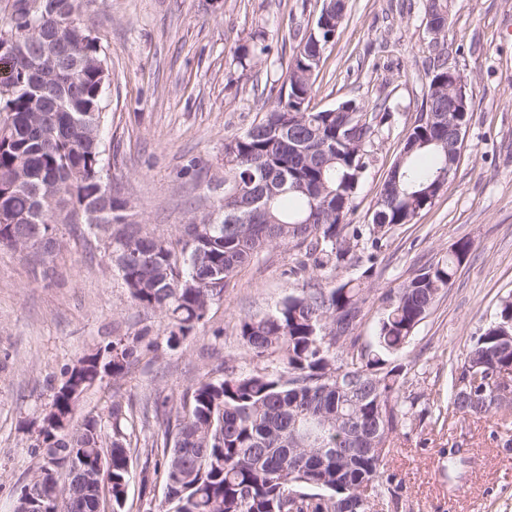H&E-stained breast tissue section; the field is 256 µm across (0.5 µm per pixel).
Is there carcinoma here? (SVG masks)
<instances>
[{
  "mask_svg": "<svg viewBox=\"0 0 512 512\" xmlns=\"http://www.w3.org/2000/svg\"><path fill=\"white\" fill-rule=\"evenodd\" d=\"M52 22L12 12L0 27V46L15 52L0 84V249L39 267V281L59 275L57 259L68 243L59 225H83L102 243L132 303L166 319L156 338L145 330L115 336L65 368L51 406L68 430L39 431V468L78 461L93 475L80 490L30 482L33 508L95 512L112 500L126 512L130 466L139 453L126 433L130 410L112 400V432L97 416L76 419L80 395L110 376L123 377L147 351L179 348L202 323L239 270L261 251L287 246L312 269L329 274L290 294L274 309L240 320L244 355L281 353V363L192 383L168 409L159 396L142 405L164 425V503L178 512H343L345 503L394 496L395 475L383 476L394 438L416 419L439 426L457 415L481 419L512 408L495 400L500 378L512 381V348L496 339L512 328V300L451 363L446 406L415 412L419 397L405 395L403 369L391 357L451 287L470 252L461 240L448 257L420 269L380 296L375 335H356L368 299L381 241L397 225L430 208L456 173L447 125L417 119L385 178L369 224H353L358 190L379 128L390 123L386 102L371 110L355 100L299 111L312 97L324 53L340 33L346 0L319 12L316 39L297 47L288 77L263 118L224 142L223 190L213 210L194 215L172 238L133 222L127 201L103 181L100 127L107 63L100 45L77 18L78 0H58ZM425 16L448 26V0H425ZM258 36L235 51L246 65L267 46ZM421 110H448V52L431 44ZM278 183L262 196L258 170ZM367 264L363 277L338 281L333 272Z\"/></svg>",
  "mask_w": 512,
  "mask_h": 512,
  "instance_id": "1",
  "label": "carcinoma"
}]
</instances>
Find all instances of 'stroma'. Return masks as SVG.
<instances>
[{
	"label": "stroma",
	"instance_id": "obj_1",
	"mask_svg": "<svg viewBox=\"0 0 512 512\" xmlns=\"http://www.w3.org/2000/svg\"><path fill=\"white\" fill-rule=\"evenodd\" d=\"M424 0H350L346 21L329 46L312 104L387 101L393 118L374 138L373 162L352 223L372 219L380 187L416 121L425 92L431 37ZM322 0H81L80 20L108 62L102 142L105 171L148 230L175 235L191 213L212 209L224 175L226 139L263 112L280 87ZM264 31L270 51L240 67L234 52ZM448 65L464 78L471 119L455 175L434 204L383 239L381 262L368 281L359 328L373 336L380 295L418 269L445 259L459 240L471 250L451 288L442 291L410 345L395 361L406 393L421 404L448 401L449 365L501 300L512 297V0H449ZM61 275L44 285L14 252L0 250V512L16 499L39 458L38 431L65 367L104 337L162 328L159 314L131 302L102 247L72 226ZM312 270L295 251L267 249L246 265L214 304L194 338L167 354H146L119 380L87 392L81 414L107 417L113 394L139 406L161 394L178 403L193 382L218 371L259 370L279 353L243 360L239 321L271 310L309 287ZM468 464L449 468L446 451ZM162 449L131 462L128 512H154L161 486H141ZM387 472L402 484L398 507L379 512H512V430L499 415L457 416L444 428L414 423L398 437Z\"/></svg>",
	"mask_w": 512,
	"mask_h": 512
}]
</instances>
